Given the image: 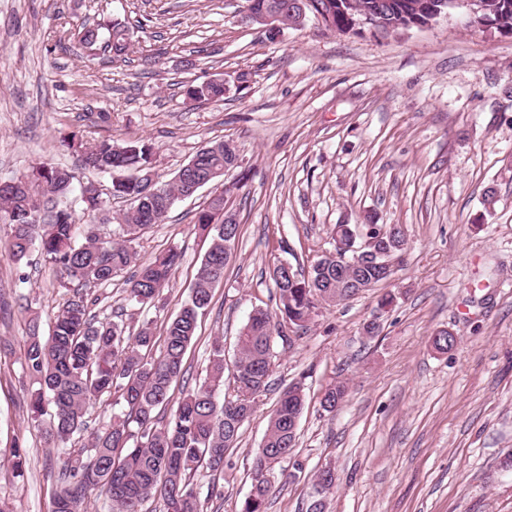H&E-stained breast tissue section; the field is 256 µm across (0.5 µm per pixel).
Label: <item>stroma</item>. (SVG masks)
I'll list each match as a JSON object with an SVG mask.
<instances>
[{
  "label": "stroma",
  "instance_id": "35a3bbf8",
  "mask_svg": "<svg viewBox=\"0 0 512 512\" xmlns=\"http://www.w3.org/2000/svg\"><path fill=\"white\" fill-rule=\"evenodd\" d=\"M242 0H0V180L40 163L79 171L62 140L144 139L161 180L208 142L233 138L246 186L229 199L240 237L185 355L187 382L206 373L224 339V393L233 395L236 337L253 309L276 311L270 278L282 261L331 250L329 228L371 215L403 225L406 249L389 282L322 308L306 330L275 339L268 391L257 399L223 473L191 480L204 512H240L249 469L280 392L305 381L298 443L278 468L268 512H306L319 469L336 488L325 512H512V37L451 12L433 26L342 34L308 17L273 36L242 23ZM125 23L126 60L87 51L82 23ZM245 82H238V75ZM224 77L223 102L186 98V82ZM108 113L100 121L99 113ZM495 188L493 212L483 194ZM202 188L139 239V264L168 246L183 259L158 306L126 299L125 276L94 289L97 318L131 329L188 300L211 241L193 215ZM0 224V500L52 512L65 456L50 416L32 424L21 357L31 315L48 320L72 289L39 252L14 262ZM396 301L379 312L383 295ZM380 315L378 336L363 323ZM441 330L457 345H432ZM347 386L336 411L325 388ZM27 451L15 478L11 447Z\"/></svg>",
  "mask_w": 512,
  "mask_h": 512
}]
</instances>
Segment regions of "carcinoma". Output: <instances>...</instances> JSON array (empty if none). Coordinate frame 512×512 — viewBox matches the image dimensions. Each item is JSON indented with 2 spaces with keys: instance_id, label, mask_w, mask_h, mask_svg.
<instances>
[{
  "instance_id": "1",
  "label": "carcinoma",
  "mask_w": 512,
  "mask_h": 512,
  "mask_svg": "<svg viewBox=\"0 0 512 512\" xmlns=\"http://www.w3.org/2000/svg\"><path fill=\"white\" fill-rule=\"evenodd\" d=\"M255 14L278 10L280 28L300 25L291 11L294 0H250ZM452 0H347L348 12L360 15L379 12L390 31L405 28L408 19L421 17L434 5L450 7ZM494 31L512 35V0H487ZM82 25L80 42L91 47L105 38L113 56L128 54L129 31L120 22L106 27ZM227 87L202 82L186 85L188 98L199 102H222ZM70 148L80 153L81 168L97 173L123 172L125 177L112 183V197L122 198L129 207L117 217L123 226L122 239L101 240L96 236L77 242L74 212L68 206L75 175L46 164L15 179L11 196H0V219L9 221L12 235L7 251L21 262L34 247L45 260L76 285L50 321L48 334L40 332L38 318L28 325V339L21 367L36 385L28 402V418L36 422L53 405L56 437L66 442L87 428L85 416L90 402L104 393L114 392L127 407L125 414L113 418L97 430L92 440L64 465L54 490V512H81L84 499L99 492L112 504V512H141L142 503L152 497L162 500L165 512H202L200 492L190 481L201 468L224 470V459L236 447L240 430L252 414L256 397L268 389L272 342L286 336L291 327H305L316 315L318 306L340 302L358 292L369 291L388 279L376 266L355 261L347 251V284L336 290V266L326 257L314 260L308 270H292L293 279H277L279 266L270 276L279 300L278 312L255 310L237 336L234 362L236 392L221 400L224 388V341L210 345L209 365L203 378L185 388L172 400L173 384L184 377V357L196 338L198 320L212 303L214 284L224 279L229 256L224 252V216L220 201L211 200L194 215L196 229L211 239L210 250L198 269L195 286L187 302L164 329L163 346L152 356L155 339L145 324L139 332L126 334L124 323L109 318L95 319L88 310L83 289L104 286L132 266H136L135 244L141 233L162 224L175 201L186 197L190 182L206 178L213 169L238 166L239 153L232 139L208 143L194 155V170L186 178L157 181L156 194H144L140 177L152 166L153 146L143 140L118 143L103 139L83 144L70 139ZM89 223H94L108 200L102 194L81 200ZM55 209L40 224H29L27 211ZM374 234L396 233L403 253V229L394 224H336L331 230L345 244L359 246L360 228ZM182 252L168 248L145 266H137L127 280V300L138 305L155 301L179 265ZM346 396V385H329L321 407L333 412ZM171 407L168 417L157 410ZM304 409L302 381L288 384L281 392L270 416L265 435L257 449L251 469L252 489L241 512H267L276 467L292 455L296 447L297 422ZM336 482L334 472L319 470L314 483L313 501L326 497Z\"/></svg>"
}]
</instances>
